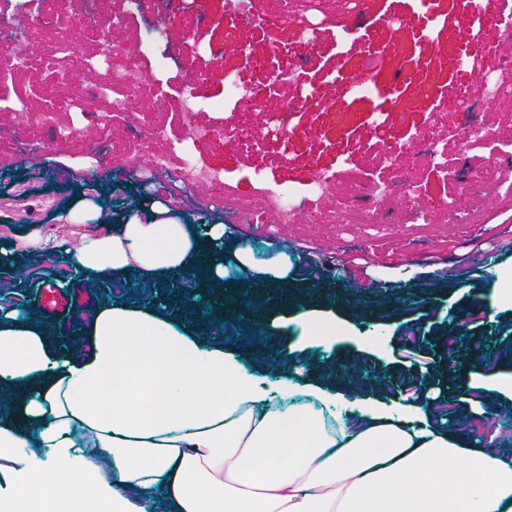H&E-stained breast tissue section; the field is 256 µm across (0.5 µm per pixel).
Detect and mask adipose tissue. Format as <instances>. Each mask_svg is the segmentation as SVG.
Masks as SVG:
<instances>
[{
    "label": "adipose tissue",
    "mask_w": 512,
    "mask_h": 512,
    "mask_svg": "<svg viewBox=\"0 0 512 512\" xmlns=\"http://www.w3.org/2000/svg\"><path fill=\"white\" fill-rule=\"evenodd\" d=\"M67 220L77 267L158 275L254 296L293 263L237 247L224 222L196 232L163 201L121 216L88 198ZM192 302L105 298L72 342L35 318L0 315V512H512V454L464 445L416 406L349 401L289 360L270 391Z\"/></svg>",
    "instance_id": "obj_1"
}]
</instances>
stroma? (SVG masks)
<instances>
[{"label": "stroma", "instance_id": "35a3bbf8", "mask_svg": "<svg viewBox=\"0 0 512 512\" xmlns=\"http://www.w3.org/2000/svg\"><path fill=\"white\" fill-rule=\"evenodd\" d=\"M293 0V18L270 25L277 0H255L250 25L236 47L227 39L239 20L226 15L224 0H200L174 14L130 15L125 0H84L90 13L113 21L112 33L131 53H144L148 86L131 111L107 113L105 122H91L94 113L107 112L104 95H90L69 116L82 132V143L58 139L40 165L20 164L17 143L40 138L39 125L18 127L12 115L0 112V246L21 244L23 236L54 234L65 245L99 233L95 224H67L60 216L80 196L99 201L119 213L142 196L173 200L195 225L223 220L230 224L232 253L235 242L251 246L268 258L285 250L299 266L300 282L309 267H317L323 288L345 289L362 296L366 311L332 304L327 299L307 301V309L322 310L336 321V339L328 345H309L299 336L297 305L268 312L261 344H253L249 327L241 321L224 324V342L246 357L257 374L275 381L272 367L288 352L304 356L314 371H322L339 357L349 358L356 371L377 376L376 384L358 381L360 396H375L395 404H419L437 378L431 364L446 357L444 343L453 322L452 311L478 314L479 324H466L463 333L486 340L494 353L492 364L471 370L469 379L478 395H465L435 414L443 424L470 444L502 436L501 417H512V393L500 381L512 374V304L501 301L491 286L493 275H512V232L500 233L499 224L512 218V190L505 180L503 148L512 145V107L473 113L485 137L482 144L464 148L458 143L463 114L441 112L442 98L454 92L461 68L462 34L448 19L458 11L454 0H435L424 9L420 0ZM345 25L334 24L336 14ZM41 22L42 42L56 36L47 0H0V34L23 30L24 18ZM317 27L319 50L313 58L296 38L297 20ZM72 37L83 48L86 85L103 84L109 64L96 55L94 27L77 25ZM387 47L376 78L412 71L413 81L399 85L398 93L361 97L338 91L325 98H308L311 87L329 74L358 80V58ZM268 57L272 70L284 78L261 106H243L226 97L225 87L236 82L264 87L267 73L250 65V56ZM196 71L202 80L191 97H184L180 80ZM60 78L49 60L32 56L27 66L0 81V98L23 105L33 115L54 110L60 98ZM193 106L200 123L218 129V136L196 145L180 144L183 112ZM288 112V122L277 127L276 115ZM157 127L161 139L143 136ZM260 133L259 149L242 151L236 144L245 132ZM428 133L448 144L446 165L422 157L387 166L383 152L411 143ZM169 154L171 166L182 159L223 168L224 179L188 193L171 185L166 171L154 172L147 188L137 179L143 161L153 154ZM452 169L477 174L483 191L466 193L461 183L448 179ZM334 175L335 185L320 212L298 213L291 224L264 226L244 222L245 208L262 202L267 188L298 189L317 173ZM383 181L389 191L370 198L361 181ZM342 209L344 224L326 222L325 213ZM476 210L477 224H452L449 209ZM480 238L486 245L471 261H461L462 243ZM0 289L23 313L36 312L51 320L75 317L107 295L106 277L81 273L64 253L49 258L22 253L12 264L0 266ZM490 399L496 417L483 415L477 396Z\"/></svg>", "mask_w": 512, "mask_h": 512}]
</instances>
